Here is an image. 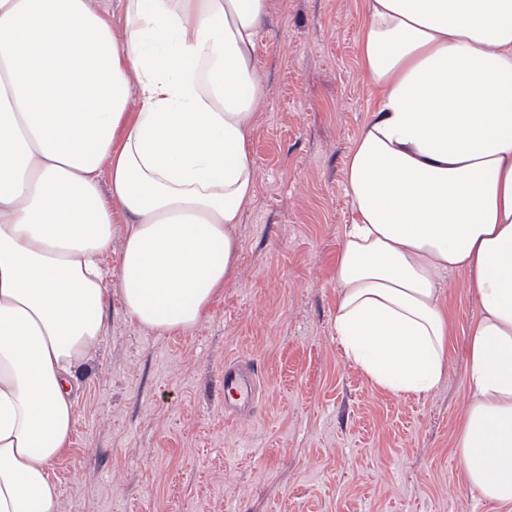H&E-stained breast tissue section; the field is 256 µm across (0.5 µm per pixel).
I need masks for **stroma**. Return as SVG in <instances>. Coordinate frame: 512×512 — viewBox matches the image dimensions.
I'll list each match as a JSON object with an SVG mask.
<instances>
[{
	"mask_svg": "<svg viewBox=\"0 0 512 512\" xmlns=\"http://www.w3.org/2000/svg\"><path fill=\"white\" fill-rule=\"evenodd\" d=\"M363 3L270 0L238 274L193 329L131 321L119 256H103L106 330L51 468L60 512H500L469 488L454 448L477 312L465 275L444 280L448 371L430 396L380 390L336 343V260L354 218L345 166L373 101ZM230 360L256 367L260 384L233 418Z\"/></svg>",
	"mask_w": 512,
	"mask_h": 512,
	"instance_id": "35a3bbf8",
	"label": "stroma"
}]
</instances>
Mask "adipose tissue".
Masks as SVG:
<instances>
[{"label": "adipose tissue", "mask_w": 512, "mask_h": 512, "mask_svg": "<svg viewBox=\"0 0 512 512\" xmlns=\"http://www.w3.org/2000/svg\"><path fill=\"white\" fill-rule=\"evenodd\" d=\"M120 14H113L112 2ZM269 0H0V512H59L78 373L127 315L195 326L237 274L256 193ZM375 91L348 156L336 339L378 388L448 369L446 275L467 274L469 486L512 512V0H365Z\"/></svg>", "instance_id": "ef3b65f1"}]
</instances>
